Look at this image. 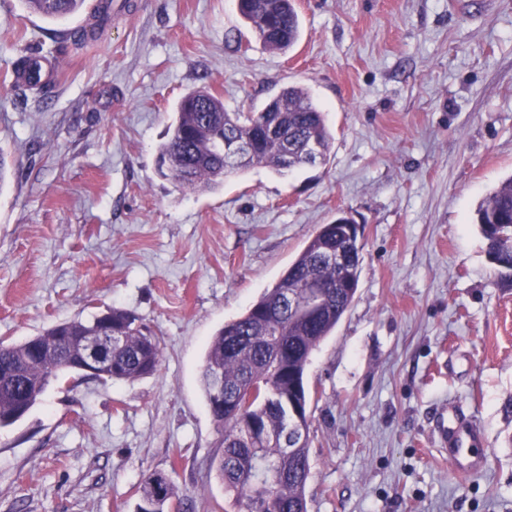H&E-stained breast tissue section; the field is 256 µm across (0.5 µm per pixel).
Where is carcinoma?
Returning a JSON list of instances; mask_svg holds the SVG:
<instances>
[{
	"label": "carcinoma",
	"instance_id": "1",
	"mask_svg": "<svg viewBox=\"0 0 512 512\" xmlns=\"http://www.w3.org/2000/svg\"><path fill=\"white\" fill-rule=\"evenodd\" d=\"M31 11L51 19L78 12L84 0H25ZM238 10L257 40L271 52L291 49L300 22L295 0H240ZM32 59L16 61V83L34 86ZM250 144L249 159L224 166V136ZM332 134L325 111L302 85L279 91L258 112H227L224 102L199 89L177 102L176 118L161 147L162 164L178 185L206 190L232 174L263 166L282 175L305 167L304 147L328 160ZM476 220L488 258L512 271V177L478 205ZM340 213L320 225L280 277L239 318L212 337L200 372L208 409L222 433V454L210 461L224 491L237 502L252 501L253 512H308L307 482L312 463L309 448L310 393L304 381L313 351L336 327L353 302L359 284L362 246L347 241ZM343 249V262L336 251ZM315 283L321 302L306 316L280 302L282 285L299 288ZM112 324V380L133 382L161 366L157 337L145 333L128 312L108 309L106 318L55 324L20 343L0 342V427L18 420V409L34 406L51 381L71 373L63 367L62 337ZM181 510L177 488L162 471L148 474L139 488L134 512Z\"/></svg>",
	"mask_w": 512,
	"mask_h": 512
}]
</instances>
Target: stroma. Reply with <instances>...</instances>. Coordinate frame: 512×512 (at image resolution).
I'll use <instances>...</instances> for the list:
<instances>
[{"instance_id": "1", "label": "stroma", "mask_w": 512, "mask_h": 512, "mask_svg": "<svg viewBox=\"0 0 512 512\" xmlns=\"http://www.w3.org/2000/svg\"><path fill=\"white\" fill-rule=\"evenodd\" d=\"M130 2L77 46L88 12L0 0V341L114 307L162 348L156 374L60 377L0 428V512H133L153 471L186 512H243L209 468L207 344L340 211L361 272L306 370L309 512H512V272L474 222L512 176V0H297L283 54L235 0ZM26 52L57 65L46 85L16 84ZM292 84L326 111V164L205 191L162 175L181 96L250 112ZM451 406L479 433L478 475L441 451ZM27 8L41 16L61 19L78 12L84 0H25Z\"/></svg>"}]
</instances>
